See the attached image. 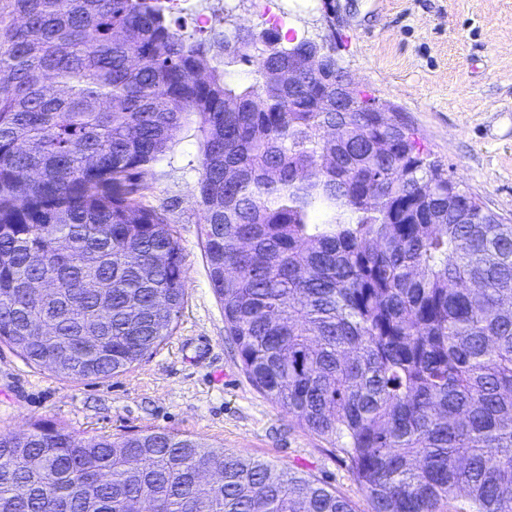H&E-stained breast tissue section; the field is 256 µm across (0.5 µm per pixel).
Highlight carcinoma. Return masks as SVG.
I'll return each mask as SVG.
<instances>
[{
	"label": "carcinoma",
	"mask_w": 512,
	"mask_h": 512,
	"mask_svg": "<svg viewBox=\"0 0 512 512\" xmlns=\"http://www.w3.org/2000/svg\"><path fill=\"white\" fill-rule=\"evenodd\" d=\"M164 0H0V343L68 379L172 336L184 255L150 167L197 125L201 243L251 382L350 463L371 512H512V224L402 113L336 111V59L257 27L250 56ZM52 288L29 291L33 279ZM0 512H354L318 480L193 436L0 434Z\"/></svg>",
	"instance_id": "1"
}]
</instances>
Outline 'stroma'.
<instances>
[{"instance_id":"35a3bbf8","label":"stroma","mask_w":512,"mask_h":512,"mask_svg":"<svg viewBox=\"0 0 512 512\" xmlns=\"http://www.w3.org/2000/svg\"><path fill=\"white\" fill-rule=\"evenodd\" d=\"M288 36L336 50L359 87L396 108L434 157L490 210L512 220V0H272ZM261 24L262 0H184L173 18L196 31L206 9ZM198 132L186 126L149 171L152 202L172 208L185 258V304L173 336L127 372L66 380L0 346V433L35 421L65 424L80 437L141 430L190 434L278 468L304 473L371 512L348 460L261 394L224 332L200 240L194 194Z\"/></svg>"}]
</instances>
